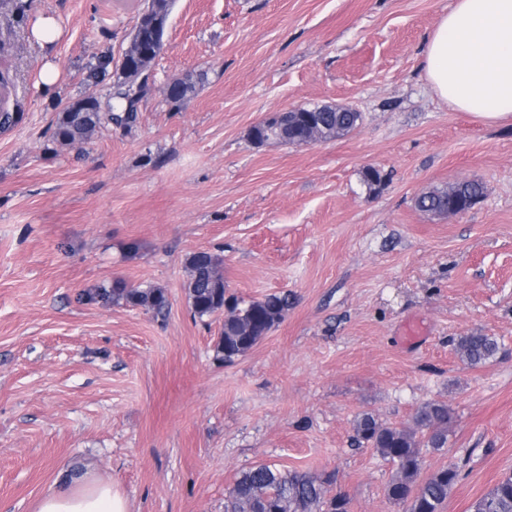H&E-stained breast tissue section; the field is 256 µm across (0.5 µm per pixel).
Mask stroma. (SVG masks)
<instances>
[{
  "mask_svg": "<svg viewBox=\"0 0 512 512\" xmlns=\"http://www.w3.org/2000/svg\"><path fill=\"white\" fill-rule=\"evenodd\" d=\"M454 0H175L131 132L73 148L58 112L112 102L143 0H0V71L17 124L0 131V512H36L70 461L91 464L129 512H224L240 473L268 463L329 474L349 512H402L393 467L352 440L357 416L407 426L429 399L453 422L428 470L459 463L442 512L512 473V123L441 100L423 48ZM53 19L44 49L36 31ZM59 77L43 85L41 72ZM207 77L181 104L172 78ZM351 106V133L255 144L251 128L296 106ZM381 172L369 187L367 169ZM457 216L416 197L465 181ZM222 250L247 298L288 293L284 319L234 363L223 316L193 319L187 257ZM124 278L166 290V316L80 304ZM421 324L405 343L406 322ZM502 350L470 367L453 340Z\"/></svg>",
  "mask_w": 512,
  "mask_h": 512,
  "instance_id": "stroma-1",
  "label": "stroma"
}]
</instances>
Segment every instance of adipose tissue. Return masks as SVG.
Here are the masks:
<instances>
[{"instance_id": "obj_1", "label": "adipose tissue", "mask_w": 512, "mask_h": 512, "mask_svg": "<svg viewBox=\"0 0 512 512\" xmlns=\"http://www.w3.org/2000/svg\"><path fill=\"white\" fill-rule=\"evenodd\" d=\"M424 75L457 110L512 121V0H456L423 51ZM37 512H128L125 497L90 471L64 465Z\"/></svg>"}]
</instances>
